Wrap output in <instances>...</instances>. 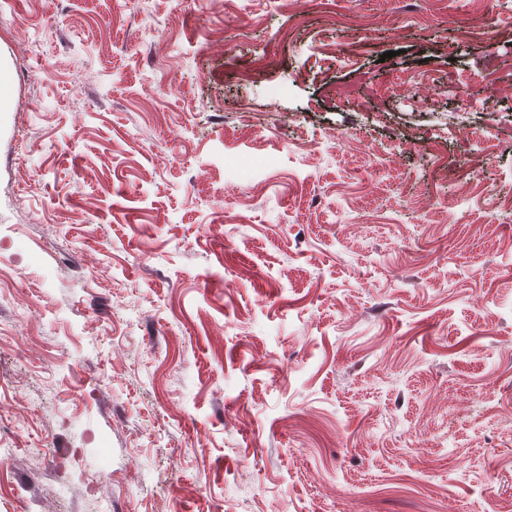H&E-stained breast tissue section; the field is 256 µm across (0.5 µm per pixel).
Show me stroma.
<instances>
[{"instance_id":"35a3bbf8","label":"stroma","mask_w":512,"mask_h":512,"mask_svg":"<svg viewBox=\"0 0 512 512\" xmlns=\"http://www.w3.org/2000/svg\"><path fill=\"white\" fill-rule=\"evenodd\" d=\"M0 65V512L512 503V0H14Z\"/></svg>"}]
</instances>
